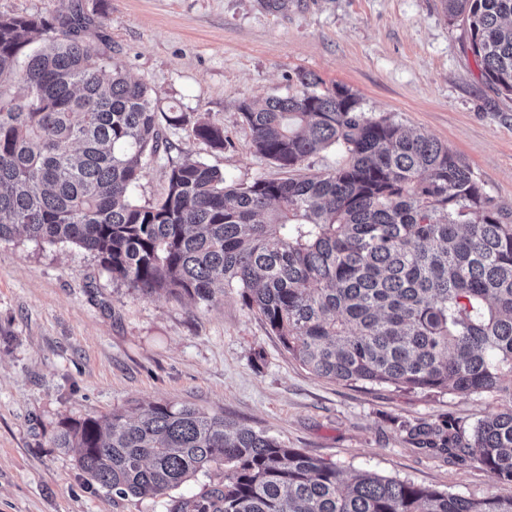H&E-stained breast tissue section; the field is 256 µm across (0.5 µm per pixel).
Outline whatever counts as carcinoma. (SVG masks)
<instances>
[{
	"label": "carcinoma",
	"instance_id": "obj_1",
	"mask_svg": "<svg viewBox=\"0 0 512 512\" xmlns=\"http://www.w3.org/2000/svg\"><path fill=\"white\" fill-rule=\"evenodd\" d=\"M482 76L512 95V0H444ZM80 0L65 13L0 16V240L72 243L142 293L210 302L237 288L301 366L320 378L398 390L497 393L508 406L469 435L424 424L415 443L472 454L512 483V214L466 160L424 133L372 118L348 88L296 89L239 106L254 151L281 169L329 147L328 172L226 185L185 157L165 197L140 204L149 158L183 130L214 150L224 128L163 112L109 63ZM55 448L120 497H154L212 466L223 477L177 512H512L336 464L194 406L64 421Z\"/></svg>",
	"mask_w": 512,
	"mask_h": 512
}]
</instances>
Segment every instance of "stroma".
I'll list each match as a JSON object with an SVG mask.
<instances>
[{"instance_id":"35a3bbf8","label":"stroma","mask_w":512,"mask_h":512,"mask_svg":"<svg viewBox=\"0 0 512 512\" xmlns=\"http://www.w3.org/2000/svg\"><path fill=\"white\" fill-rule=\"evenodd\" d=\"M100 13L114 60L163 111L202 113L223 150L169 134L133 192L160 200L171 162L219 168L227 184L284 177L255 153L238 107L295 88L308 72L347 86L372 118L390 117L460 154L488 196L512 208V100L481 75L442 0H81ZM173 402L265 431L289 448L466 498L512 496L476 457L421 448L409 431L454 421L468 432L505 403L490 393L400 391L316 377L226 291L206 304L142 295L69 244L0 240V512H176L219 472L157 497H119L89 482L63 420Z\"/></svg>"}]
</instances>
